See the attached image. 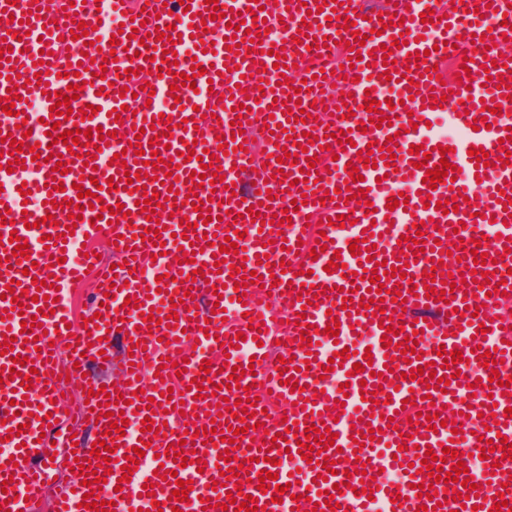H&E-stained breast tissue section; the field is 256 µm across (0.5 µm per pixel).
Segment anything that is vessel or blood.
I'll list each match as a JSON object with an SVG mask.
<instances>
[{
	"label": "vessel or blood",
	"instance_id": "b4317fda",
	"mask_svg": "<svg viewBox=\"0 0 512 512\" xmlns=\"http://www.w3.org/2000/svg\"><path fill=\"white\" fill-rule=\"evenodd\" d=\"M220 18H213V11ZM434 12V22L422 21ZM265 21L281 29L285 40L257 31L245 32L241 22ZM355 21V31L338 27V19ZM90 29L87 40L77 37L79 23ZM169 39H161V28ZM113 34L107 47L104 34ZM235 38L239 50L227 49ZM400 42L392 63H384L383 46ZM209 51L206 74H198L193 53ZM177 64L159 74L167 49ZM285 52L288 69H274L273 55ZM342 55L343 97L334 99L331 120L296 121L307 88L323 90L325 74L316 55ZM82 63L80 76H68L69 65ZM454 63L452 81L430 77L431 66ZM135 69L124 79L126 69ZM310 71L311 80L293 79L294 71ZM196 85L183 86L182 75ZM389 84L395 108L380 103L384 126L370 122L365 99L378 100V87ZM75 85L82 104L97 106L92 118L72 112L59 121L52 107L56 92ZM512 84V0H463L457 10L439 0H387L372 8L369 0H100L89 8L82 0H0V98L14 93L40 100L43 120L31 136L17 129V119L0 114V345L14 344L12 355H0V440H7L11 457L0 459V506L10 512H32L54 475L35 465L47 450L77 455L75 472L87 471L90 450L75 445L70 427L75 420L97 415L96 429L111 447L106 481L59 485L55 512H96L82 508L84 497L108 501V512H222L227 498L252 496L266 512H331L325 503L334 494L343 512H496L498 500L512 507V459L497 454L502 442L512 443V386L492 381L485 358L512 369V122L498 114ZM179 96L181 104L161 110V102ZM120 117H112V109ZM448 115L457 138L436 134L430 123ZM195 128L183 129L182 119ZM242 123L233 132V120ZM61 130L102 128L77 154L63 143H51L47 124ZM271 130L272 151L255 163L251 133L256 126ZM350 131V142L337 143L336 133ZM397 144L385 145L388 136ZM22 141L18 161H10V140ZM141 140L145 152L156 151L163 162L144 165L142 155L129 151ZM227 151H220V144ZM210 150L214 166L237 163V173L224 180L194 187L191 172L199 170V155ZM482 150L487 163L477 162ZM194 152L195 158L182 156ZM392 161H385L386 152ZM295 162L282 161V153ZM371 153L375 167L364 166L360 153ZM112 155L100 166L101 154ZM316 165H309V157ZM459 170L455 182L430 189L424 178L440 161ZM63 166V190L51 185L55 166ZM359 179H350L351 168ZM144 170L139 185L127 183V173ZM101 182L100 201L78 198ZM112 189H104V182ZM28 188L40 204L26 209L20 188ZM175 195L172 205L146 218L139 201L152 195ZM405 195L403 207L389 202ZM454 199L458 212L444 213L441 202ZM300 200L291 222H277L292 200ZM80 202L82 218L70 223V202ZM209 202L211 221L200 223L197 202ZM123 212L108 215V207ZM344 225H336V217ZM316 227H308V218ZM492 224L493 238L481 239L479 228ZM243 231L240 254L221 252L229 231ZM28 246L27 257L9 264L15 246L9 234ZM422 237V244L401 245V237ZM107 239L121 267L100 268L109 294H96L99 318L72 328L68 300L71 288L96 256H78L76 242ZM460 240L458 258L447 255V244ZM488 260L474 263V248ZM404 273L381 276L387 293L379 313L367 303L369 280L358 269L375 263ZM256 271L254 284L233 288V269ZM436 269L435 278L425 277ZM43 280L33 288V279ZM25 293L21 314H13L7 293L13 281ZM452 291L449 301L438 291ZM400 299H393V292ZM305 319L298 327L297 319ZM415 337L422 356L405 359L399 347L383 346L382 323ZM338 326V335L327 334ZM193 336L196 345L184 344ZM120 337L121 380L107 387L84 378L76 363L81 356L110 350ZM65 353H58V345ZM349 356H342V349ZM281 350L292 362L287 371L268 367L267 357ZM371 352L370 371L354 375L353 366ZM463 359L455 369L444 366L451 352ZM22 358L19 376H12L13 358ZM332 372H325V365ZM156 376L142 378L144 366ZM241 369L239 385L229 393L221 417L210 414L213 394L228 385L233 369ZM28 388H21L22 376ZM82 382L94 390L89 403L67 408L60 394L65 381ZM201 392L191 390V383ZM297 390H290V383ZM171 398H164V391ZM123 396L124 407L106 409L107 396ZM253 400V413L234 420L235 400ZM442 425L427 428L428 416ZM157 429L143 430L144 419ZM126 422L128 434L113 432L112 423ZM334 433L333 445L318 440L314 449L333 461L334 472L318 478L311 467L296 471L299 439L308 428ZM237 429L236 446L224 438ZM202 438H195V431ZM490 440L486 483L476 488L443 483L416 470L427 454L452 448L443 465L451 471L469 462ZM145 451L129 482L121 467L134 448ZM242 460V475L213 483L228 470L224 454ZM189 465H182V458ZM205 468H198V461ZM404 462V482L393 485L385 470ZM278 475L275 489L258 487L262 472ZM299 483H291L292 472ZM192 481L183 502L173 504L177 480ZM365 491L354 494L353 489ZM403 504H395L396 495Z\"/></svg>",
	"mask_w": 512,
	"mask_h": 512
}]
</instances>
